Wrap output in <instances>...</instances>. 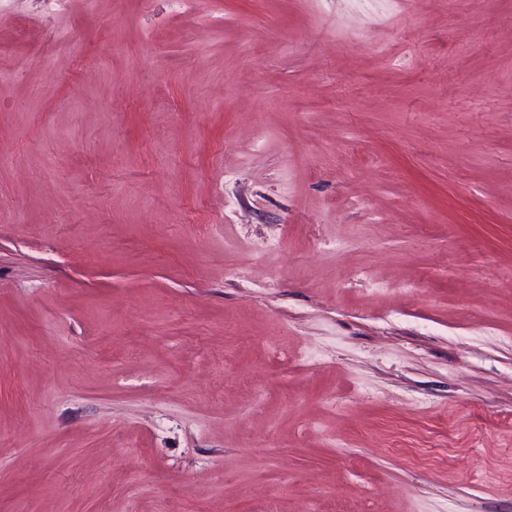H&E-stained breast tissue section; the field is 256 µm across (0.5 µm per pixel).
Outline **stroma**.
<instances>
[{
  "label": "stroma",
  "instance_id": "stroma-1",
  "mask_svg": "<svg viewBox=\"0 0 512 512\" xmlns=\"http://www.w3.org/2000/svg\"><path fill=\"white\" fill-rule=\"evenodd\" d=\"M0 512H512V0H0Z\"/></svg>",
  "mask_w": 512,
  "mask_h": 512
}]
</instances>
